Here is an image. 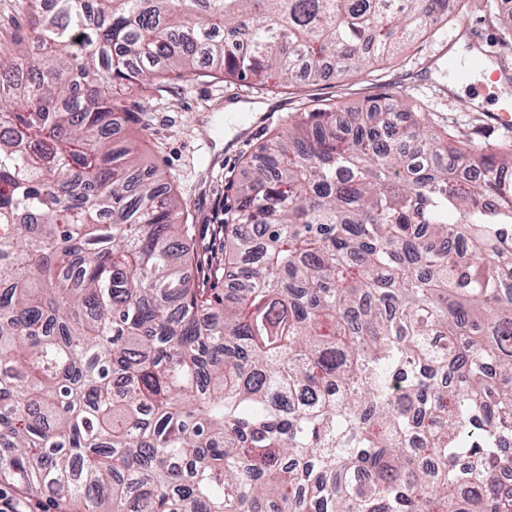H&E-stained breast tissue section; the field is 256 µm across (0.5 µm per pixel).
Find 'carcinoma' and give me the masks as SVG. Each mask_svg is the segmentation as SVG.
<instances>
[{"label": "carcinoma", "instance_id": "obj_1", "mask_svg": "<svg viewBox=\"0 0 512 512\" xmlns=\"http://www.w3.org/2000/svg\"><path fill=\"white\" fill-rule=\"evenodd\" d=\"M29 0L0 48V495L39 512H512V149L389 92L195 225L112 140L173 73L348 76L448 0Z\"/></svg>", "mask_w": 512, "mask_h": 512}]
</instances>
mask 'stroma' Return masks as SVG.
I'll use <instances>...</instances> for the list:
<instances>
[{
	"label": "stroma",
	"mask_w": 512,
	"mask_h": 512,
	"mask_svg": "<svg viewBox=\"0 0 512 512\" xmlns=\"http://www.w3.org/2000/svg\"><path fill=\"white\" fill-rule=\"evenodd\" d=\"M499 5L500 0H467L444 29L420 38L394 59L345 77L291 88L273 82L264 89L232 79L175 77L163 92L147 98L121 91L127 108L140 117L127 132L138 140L145 167L157 168L181 196L188 223L197 227L198 251L223 256L219 226L234 218L235 188L250 176L247 157L285 120L315 107H347L398 91L428 112L432 125L460 139L512 145V130L490 126L480 106L464 94L449 93L436 78L449 49L470 38L491 55L494 67L512 71V49L497 43ZM253 103L265 104V112H248Z\"/></svg>",
	"instance_id": "35a3bbf8"
}]
</instances>
